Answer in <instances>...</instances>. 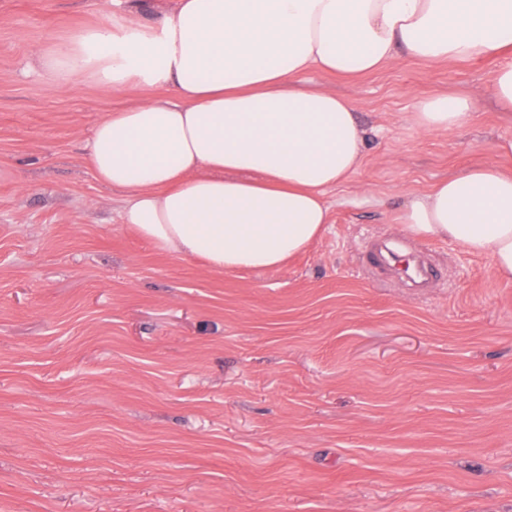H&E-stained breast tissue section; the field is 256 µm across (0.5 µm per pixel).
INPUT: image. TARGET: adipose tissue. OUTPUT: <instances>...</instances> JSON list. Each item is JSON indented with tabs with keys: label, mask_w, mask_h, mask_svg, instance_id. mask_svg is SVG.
<instances>
[{
	"label": "adipose tissue",
	"mask_w": 512,
	"mask_h": 512,
	"mask_svg": "<svg viewBox=\"0 0 512 512\" xmlns=\"http://www.w3.org/2000/svg\"><path fill=\"white\" fill-rule=\"evenodd\" d=\"M401 53L503 57L494 97L512 111V0H175L154 20L80 28L37 56L62 87L86 77L116 93L171 91L98 122L87 161L126 192L123 221L141 238L229 273L303 251L330 221L326 190L361 167L354 101L303 74H366ZM472 110L438 96L413 121L451 133ZM398 221L490 257L512 280L511 173L465 169L414 195Z\"/></svg>",
	"instance_id": "obj_1"
}]
</instances>
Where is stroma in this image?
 Masks as SVG:
<instances>
[{"mask_svg": "<svg viewBox=\"0 0 512 512\" xmlns=\"http://www.w3.org/2000/svg\"><path fill=\"white\" fill-rule=\"evenodd\" d=\"M174 0H0V512H512V281L438 239L426 291L373 270L401 208L443 177L512 170L500 65L398 55L311 71L366 132L331 222L287 264L220 273L121 222L95 124L160 96L59 87L38 48ZM473 103L446 134L412 116ZM473 103L468 98L438 96L422 102L413 122L427 132L452 133L464 126L471 118Z\"/></svg>", "mask_w": 512, "mask_h": 512, "instance_id": "stroma-1", "label": "stroma"}]
</instances>
